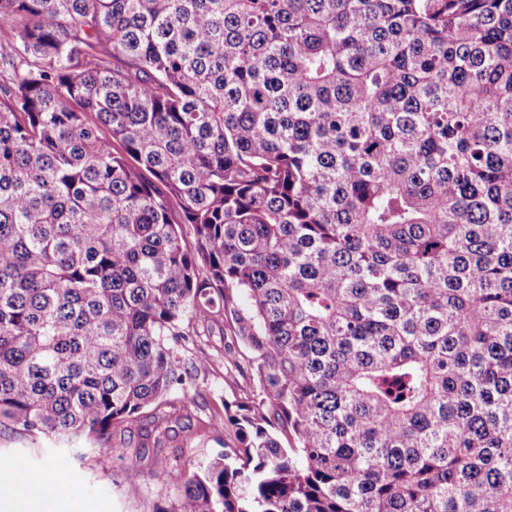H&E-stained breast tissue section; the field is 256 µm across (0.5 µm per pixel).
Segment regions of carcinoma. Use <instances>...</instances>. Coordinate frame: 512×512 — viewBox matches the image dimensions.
<instances>
[{
  "instance_id": "obj_1",
  "label": "carcinoma",
  "mask_w": 512,
  "mask_h": 512,
  "mask_svg": "<svg viewBox=\"0 0 512 512\" xmlns=\"http://www.w3.org/2000/svg\"><path fill=\"white\" fill-rule=\"evenodd\" d=\"M0 22V429L163 448L219 324L179 512H512V0Z\"/></svg>"
}]
</instances>
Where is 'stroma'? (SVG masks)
I'll return each mask as SVG.
<instances>
[{"mask_svg": "<svg viewBox=\"0 0 512 512\" xmlns=\"http://www.w3.org/2000/svg\"><path fill=\"white\" fill-rule=\"evenodd\" d=\"M220 335L210 336L205 347L188 351V358L202 362L197 379L198 408L191 421L175 426L164 448H147L143 460L130 461L119 439L109 448L94 449L85 458L70 461L62 476L60 495L66 512H155L157 507L177 512L180 492L160 477L147 474L153 461L163 466L203 461L222 452L215 434L205 428L211 414L224 403L244 397L248 386L234 372H227L218 348ZM55 443L47 438L32 439L8 431L0 432V455L14 457L15 467L0 472V512H9L12 503L23 500L28 489L37 487L50 468ZM141 486L139 495L126 493L128 485Z\"/></svg>", "mask_w": 512, "mask_h": 512, "instance_id": "stroma-1", "label": "stroma"}]
</instances>
